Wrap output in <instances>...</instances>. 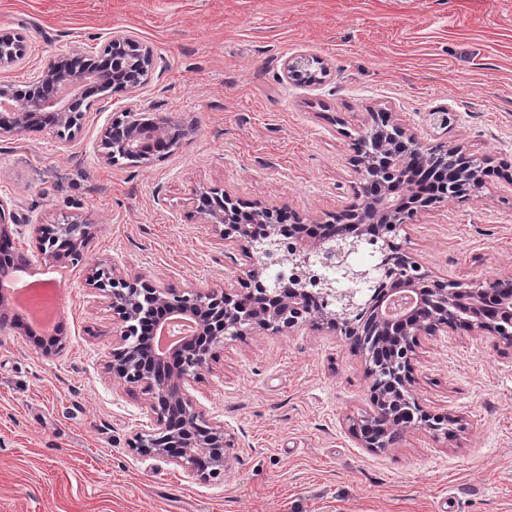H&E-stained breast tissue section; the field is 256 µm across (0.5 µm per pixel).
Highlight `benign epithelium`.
I'll use <instances>...</instances> for the list:
<instances>
[{"label":"benign epithelium","instance_id":"7a95c632","mask_svg":"<svg viewBox=\"0 0 512 512\" xmlns=\"http://www.w3.org/2000/svg\"><path fill=\"white\" fill-rule=\"evenodd\" d=\"M25 54L23 35L0 32V70ZM78 59L87 70L64 69L58 59L49 60L25 92L1 80L0 103L9 104V112L0 115V134L49 127L69 142L85 113L71 111L72 102L41 88H67L87 100L93 95L83 89L87 76L117 81L130 66L148 73L155 64L152 48L122 30L112 32L102 61ZM310 66L303 58L288 59L285 77L314 84L317 76L304 78ZM123 123L122 141L112 139L110 124L101 131V156L108 164L121 156L136 159L132 151L142 146L137 114L125 113ZM352 163L364 186L376 181L383 186L375 194L357 192L356 201L325 224L291 215L281 224L282 211L275 207L258 201L243 205L226 191H211L217 204L200 207V213L219 241L245 261L244 293L221 286L177 292L147 285L138 276L117 277L98 265L88 268L86 285L107 299L117 324L107 369L112 379L138 385L147 395L151 428L136 433L131 447L202 480L224 474L234 438L224 425L206 419L189 388L210 371L224 340L248 328L277 334L308 326L353 342L369 337L362 355L373 411L352 425L363 448L385 451L395 433L420 430L448 438L465 430L461 417L433 414L413 394L419 337L446 335L463 325L512 349V299L497 298L490 281L435 276L395 238L419 211L438 203L417 196L424 170L454 167L465 183L459 195L470 197L484 185L488 159L478 162L458 145L426 143L383 113L354 143ZM93 226L89 219L58 223L36 238V251L48 263L74 264L83 258Z\"/></svg>","mask_w":512,"mask_h":512}]
</instances>
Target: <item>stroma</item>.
I'll list each match as a JSON object with an SVG mask.
<instances>
[{
  "mask_svg": "<svg viewBox=\"0 0 512 512\" xmlns=\"http://www.w3.org/2000/svg\"><path fill=\"white\" fill-rule=\"evenodd\" d=\"M116 29L157 56L141 86L94 95L70 142L0 136V207L34 271L39 228L97 224L58 287L65 348L48 358L0 327V512H512V351L464 330L421 337L415 393L466 429L374 453L351 432L372 405L347 341L308 327L226 339L191 394L234 457L202 481L131 448L147 397L109 374L112 311L85 284L99 264L178 291L237 286L242 259L191 197L219 188L327 220L354 200L353 143L375 112L494 169L399 243L439 277L512 278V0H0V31L27 44L0 74L24 86L49 59L101 55ZM297 56L322 63L319 82L285 78ZM126 112L187 133L149 163H104L101 131Z\"/></svg>",
  "mask_w": 512,
  "mask_h": 512,
  "instance_id": "35a3bbf8",
  "label": "stroma"
}]
</instances>
